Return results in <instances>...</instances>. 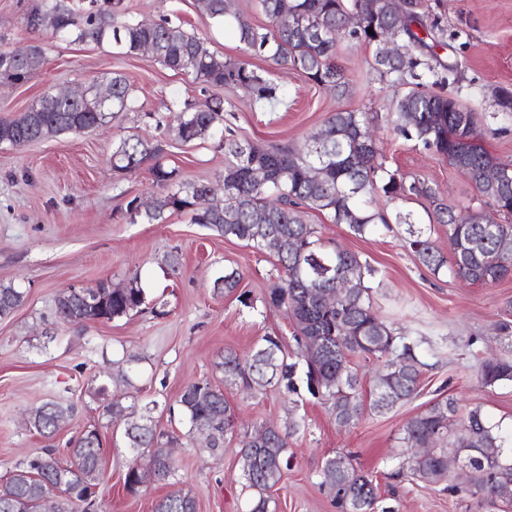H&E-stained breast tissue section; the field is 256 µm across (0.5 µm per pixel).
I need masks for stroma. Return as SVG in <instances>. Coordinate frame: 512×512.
<instances>
[{"instance_id": "1", "label": "stroma", "mask_w": 512, "mask_h": 512, "mask_svg": "<svg viewBox=\"0 0 512 512\" xmlns=\"http://www.w3.org/2000/svg\"><path fill=\"white\" fill-rule=\"evenodd\" d=\"M126 3L137 19L151 22L168 15L188 32L208 37L219 56L250 61L286 96L274 105L252 107L224 88L203 92L193 75L167 69L153 55L128 57L106 44L28 31L24 17L37 0H0V43L37 44L44 52L34 78L0 88V119L19 115L47 95L103 84L117 74L138 106L91 132L21 147L0 143V283L26 292L24 304L0 318V478L48 446L65 448L69 439L94 426L102 442L98 501L103 512H155L158 501L173 490L194 496L197 512H248L238 441L273 422L291 431L290 466L271 492L275 512H337L320 487L324 460L337 454L351 456L353 465L372 478L378 492L375 512H512V502L478 494L470 484L446 490L396 475L410 456L403 428L432 403L453 402L458 420L476 408L503 429L512 428V382L486 387L478 380L483 359L512 358V276L481 285L449 271L435 275L408 252L400 235L360 238L345 225L311 214L309 221L324 240L367 257L376 268L379 286L373 299L383 320L395 333L424 337L431 345L417 396L379 413L364 410L341 426L328 404L306 388L294 394L273 388L248 393L224 382L219 364L225 352L248 354L265 335L281 336L287 348L295 346L285 312L264 302L279 279L273 257L191 223L185 212L169 214L161 224L131 219L130 201L146 204L163 190L148 166L122 175L112 170L113 149L136 135L163 145L165 162L177 169L179 179L207 183L220 200V138L176 141L158 124L175 103H199L210 95L233 99L230 122L239 138L299 148L330 113L358 109L376 116L386 167L425 179L456 209H485L466 176L394 133L386 120L393 90L371 67L372 47L341 46L338 62L354 82L351 96L341 98L246 50L232 29L199 12L194 0ZM420 3L442 29V61L458 67L446 74L444 94L475 113L482 144L491 154L512 161V116L497 104L499 91H512V0ZM172 252L180 258L175 270L165 262ZM228 266L241 271L238 293H245L246 301L215 292L214 281ZM134 277L146 292L140 312L80 326L58 321L56 299L62 291L103 280L122 287ZM205 378L223 386L235 407L234 434L220 456L211 455L202 436L169 412L185 385ZM50 400L73 407L51 441L27 424L30 409ZM116 400L126 417L108 413ZM129 418L179 437L168 480L134 493L124 486L136 456L124 437Z\"/></svg>"}]
</instances>
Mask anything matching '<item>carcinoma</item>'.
Segmentation results:
<instances>
[{
  "label": "carcinoma",
  "instance_id": "carcinoma-1",
  "mask_svg": "<svg viewBox=\"0 0 512 512\" xmlns=\"http://www.w3.org/2000/svg\"><path fill=\"white\" fill-rule=\"evenodd\" d=\"M197 8L218 24L231 26L246 49L267 54L273 65L303 74L318 86L332 84L340 95L349 91V82L336 64L340 43L373 44V58L381 76L391 78L398 87L388 123L405 140L432 150L449 164L466 172L473 185L494 213L483 210L457 212L439 198L428 183L406 179L378 161L376 142L368 138L374 117L357 109L332 113L324 122L325 141L311 136L303 150L288 144H255L241 141L225 127L224 204L207 205L209 185L177 180L176 169L164 162L162 145L154 146L135 138H125L112 153V169L128 173L151 163L153 180L166 188L152 208L140 211L129 203L131 217L143 216L161 223L168 212L186 211L191 222L231 240L276 258L280 282L265 296L266 303L285 311L293 322L297 351L290 360L281 340L266 335L251 354L240 357L224 354L220 367L224 382L245 389L267 386L297 392L298 370L308 393L330 404L336 423L348 424L361 413L357 377L351 358L363 356L383 361L376 376L373 410H389L417 395L423 367V340L398 336L378 316L371 294L376 269L358 253L329 247L317 236L307 217L312 212L327 216L334 224H344L358 237L386 231L392 227L383 211L372 207L377 195L389 201L422 198L427 201L429 223L423 224L412 212L396 215L406 226V247L437 275L451 266L455 276L472 283H496L512 274V161H502L481 144L474 114L455 99L419 90L427 80L439 84L437 68L442 66L433 48L444 46L441 31L412 3L406 22L397 25L389 13L387 0H368L367 10H358L361 0H254L253 8L271 24L264 30L252 25L247 16L234 8L231 0H195ZM32 32L49 31L55 36L83 42L113 44L127 56L137 55L152 42L156 57L168 69L187 72L203 87H227L242 93V100L258 105L282 96L281 88L243 59H224L211 48L204 36L185 31L167 17L146 26L132 16L124 0H89L75 10L69 0H41L25 17ZM398 36L408 47L405 59L382 58L384 36ZM0 47V83L21 84L31 80L43 64L40 46H29L21 60L4 57ZM416 81L407 91L401 87ZM112 97L101 99L102 87L83 89L76 104L62 102L47 112L43 102L26 112L0 120V143L22 146L51 135L81 133L109 123L118 112L135 111V101L125 79L114 76L107 83ZM233 104L206 100L184 103L168 125L174 138L190 143L203 140L224 124V112ZM272 167L271 178L255 185L248 178L250 164ZM497 167L503 177L482 179L488 167ZM326 171L323 181L309 179L314 168ZM448 227L452 259H447L432 241L435 225ZM241 274L224 271L214 288L230 295L238 289ZM346 283L348 293L332 306L322 295L336 289V281ZM25 301L24 291L13 284H0V316L13 313ZM145 303V291L133 278L123 288L98 283L95 304L91 305L76 290L62 292L56 300V316L68 323L74 317L88 321H110L137 311ZM480 382L494 386L512 382V360L489 357L481 362ZM178 411L189 425L209 423L215 432L206 449L211 454L224 452L225 419L235 412L224 397V390L201 379L186 385L178 399ZM70 408L46 402L32 410L33 429L50 439L58 430L56 420L66 417ZM455 407L437 402L411 418L404 428V443L421 446L433 442L427 456L408 459L410 474L428 484H438L448 476V451L445 448ZM124 435L132 448L148 450L146 465L166 479L173 469L170 448L174 435L158 433L137 421L126 423ZM288 431L275 423H264L240 441L238 462L250 491L249 512H269L270 491L277 486L290 464ZM512 437L504 436L480 410L470 411L461 420L460 434L453 442L455 454L466 452L468 466L484 471L479 491L490 497L512 501ZM101 438L97 429H87L68 442L66 453L46 448L19 465L0 481V512H41L42 502L51 496L55 477L63 471L72 477L73 493L61 503L60 512H96L95 489L101 472ZM321 486L332 497L340 512H374L376 486L369 475L357 469L345 455L326 458ZM195 499L180 490L158 502L155 512H196Z\"/></svg>",
  "mask_w": 512,
  "mask_h": 512
}]
</instances>
